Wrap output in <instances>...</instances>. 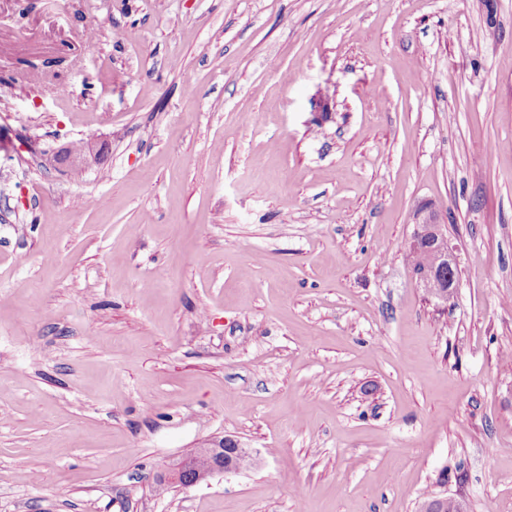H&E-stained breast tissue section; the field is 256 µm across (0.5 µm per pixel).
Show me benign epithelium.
<instances>
[{
	"mask_svg": "<svg viewBox=\"0 0 512 512\" xmlns=\"http://www.w3.org/2000/svg\"><path fill=\"white\" fill-rule=\"evenodd\" d=\"M428 243L423 265L409 269L411 279L421 284L432 280L438 284L433 298L446 303L453 295L458 277V263L453 247L448 241L447 228L438 222L435 215H429L415 225L409 241ZM252 458L249 449L240 446L237 440L226 437L210 447L197 448L172 464L160 479L168 486L191 487L215 473L231 472L240 468L243 459Z\"/></svg>",
	"mask_w": 512,
	"mask_h": 512,
	"instance_id": "1",
	"label": "benign epithelium"
}]
</instances>
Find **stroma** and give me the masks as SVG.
<instances>
[{
	"label": "stroma",
	"mask_w": 512,
	"mask_h": 512,
	"mask_svg": "<svg viewBox=\"0 0 512 512\" xmlns=\"http://www.w3.org/2000/svg\"><path fill=\"white\" fill-rule=\"evenodd\" d=\"M28 63L0 512H512V0H0ZM430 213L445 304L406 259ZM227 436L255 462L158 488ZM445 226L438 222L435 214H430L421 224L415 225L409 241V246L417 243L419 239L429 244L425 250L428 258L423 261L421 267L410 268L409 273L416 284L435 281L439 290L433 298L442 303H447L453 295L458 277L457 258L448 241Z\"/></svg>",
	"instance_id": "1"
}]
</instances>
